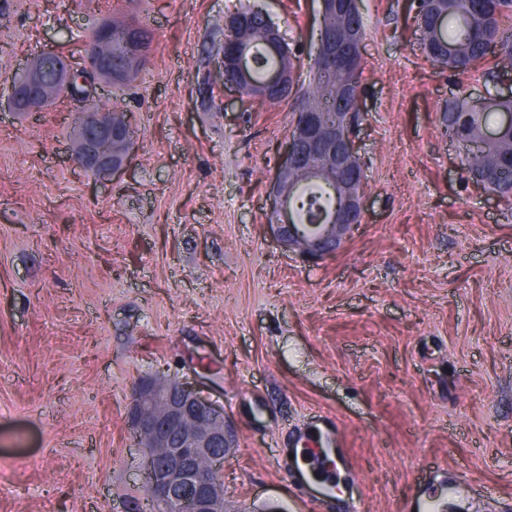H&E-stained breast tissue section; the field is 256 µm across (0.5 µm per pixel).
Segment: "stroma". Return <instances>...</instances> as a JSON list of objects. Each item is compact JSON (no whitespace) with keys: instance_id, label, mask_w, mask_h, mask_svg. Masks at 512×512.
I'll list each match as a JSON object with an SVG mask.
<instances>
[{"instance_id":"obj_1","label":"stroma","mask_w":512,"mask_h":512,"mask_svg":"<svg viewBox=\"0 0 512 512\" xmlns=\"http://www.w3.org/2000/svg\"><path fill=\"white\" fill-rule=\"evenodd\" d=\"M304 53L318 0H255ZM408 0H359L368 211L312 263L266 228L285 106L241 107L214 58L239 0H0V512H151L137 384L195 382L237 431L224 512H311L273 456L332 415L363 512H410L438 472L512 512V210L442 137L455 83L422 54ZM133 18L151 52L102 101L134 116L127 167L70 160L76 103L2 105L27 58L70 56Z\"/></svg>"}]
</instances>
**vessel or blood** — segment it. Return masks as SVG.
Wrapping results in <instances>:
<instances>
[{"instance_id":"1","label":"vessel or blood","mask_w":512,"mask_h":512,"mask_svg":"<svg viewBox=\"0 0 512 512\" xmlns=\"http://www.w3.org/2000/svg\"><path fill=\"white\" fill-rule=\"evenodd\" d=\"M274 463L279 471L295 475L301 493L307 494L310 502L320 503L326 512H335L338 506L341 474L356 473L350 452L330 421L320 432L306 431L297 436L292 448L282 449ZM474 488L473 481L463 472L457 473L447 487L426 486L418 512H443L447 498Z\"/></svg>"}]
</instances>
